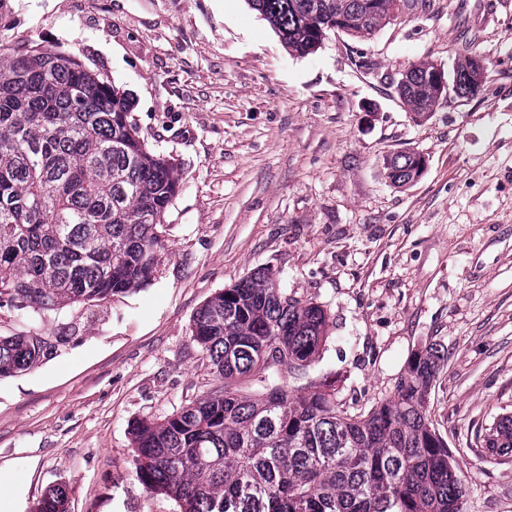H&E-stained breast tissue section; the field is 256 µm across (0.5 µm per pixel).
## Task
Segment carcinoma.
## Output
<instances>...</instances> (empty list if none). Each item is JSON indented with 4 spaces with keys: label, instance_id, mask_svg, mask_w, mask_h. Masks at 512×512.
<instances>
[{
    "label": "carcinoma",
    "instance_id": "obj_1",
    "mask_svg": "<svg viewBox=\"0 0 512 512\" xmlns=\"http://www.w3.org/2000/svg\"><path fill=\"white\" fill-rule=\"evenodd\" d=\"M288 49L316 52L339 30L369 39L416 0H247ZM465 55L456 94H477L485 73ZM435 66L413 65L399 85L417 116L442 98ZM412 151L387 160L396 186L413 182ZM179 192L173 162L140 137L125 92L76 58L28 47L0 56V308L37 315L101 301L148 284L165 248L164 215ZM327 324L325 310L294 299L258 270L216 293L195 314L192 341L224 388L161 423L135 422L134 474L177 512H464L448 441L429 412L444 355L413 353L394 395L367 413L336 403L329 376L295 393L283 370L307 374ZM53 354L31 331L0 336V377ZM250 378L261 391L234 388ZM512 455V412L479 435ZM57 488L38 512H63Z\"/></svg>",
    "mask_w": 512,
    "mask_h": 512
}]
</instances>
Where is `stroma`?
Segmentation results:
<instances>
[{
    "mask_svg": "<svg viewBox=\"0 0 512 512\" xmlns=\"http://www.w3.org/2000/svg\"><path fill=\"white\" fill-rule=\"evenodd\" d=\"M32 44L128 93L180 192L147 288L33 321L0 310L1 335L33 328L56 345L0 378L9 512L58 486L69 512H176L136 480L129 425L222 385L193 316L262 267L326 311L309 374L337 373L349 412L393 395L411 352L438 344L430 411L464 510L512 512V460L475 442L512 411V0H431L304 57L246 0H0V51ZM467 51L487 68L482 90L414 118L403 72L450 73ZM406 149L427 166L397 187L386 161Z\"/></svg>",
    "mask_w": 512,
    "mask_h": 512,
    "instance_id": "1",
    "label": "stroma"
}]
</instances>
